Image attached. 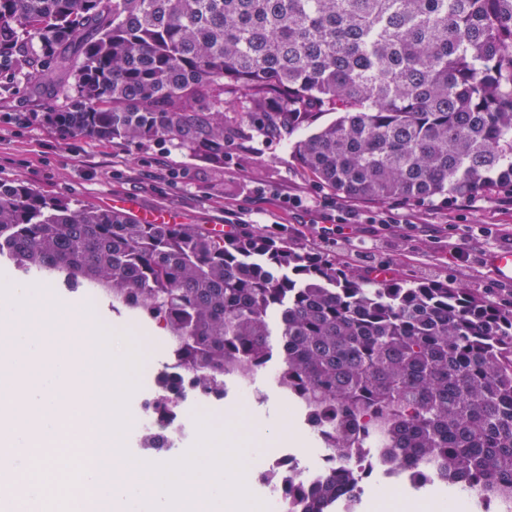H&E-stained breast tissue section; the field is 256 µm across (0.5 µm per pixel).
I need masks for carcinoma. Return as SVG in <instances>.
<instances>
[{
    "label": "carcinoma",
    "mask_w": 512,
    "mask_h": 512,
    "mask_svg": "<svg viewBox=\"0 0 512 512\" xmlns=\"http://www.w3.org/2000/svg\"><path fill=\"white\" fill-rule=\"evenodd\" d=\"M2 71L62 81L41 118L84 139L165 140L222 164L232 95L284 137L336 113L293 154L346 199L512 188V0H0ZM0 256L154 323L205 391L224 364L276 354V382L340 426L386 417L391 468L420 457L468 492L512 490V308L489 296L23 182L0 181ZM361 491L332 475L309 512Z\"/></svg>",
    "instance_id": "carcinoma-1"
}]
</instances>
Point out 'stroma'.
<instances>
[{
  "label": "stroma",
  "instance_id": "stroma-1",
  "mask_svg": "<svg viewBox=\"0 0 512 512\" xmlns=\"http://www.w3.org/2000/svg\"><path fill=\"white\" fill-rule=\"evenodd\" d=\"M56 89L0 78V180L20 179L45 195L132 212H162L177 223L206 227L228 222L240 229L281 231L299 246L328 254L358 271L360 253L373 249L388 276L435 279L459 288L490 292L512 301V282L499 280L490 255L505 247L500 225L512 227V192L472 199L383 206L347 201L316 183L293 155L291 141L266 137L246 119L240 100L224 105L233 131L223 164L181 151L168 141H61L55 126L37 120L54 103ZM295 197L299 207L286 208ZM351 206L358 221L343 227L349 242L329 246L316 228ZM259 406L216 405L205 415L215 423L244 418L274 430L283 420L276 385Z\"/></svg>",
  "mask_w": 512,
  "mask_h": 512
}]
</instances>
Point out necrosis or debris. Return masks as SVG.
<instances>
[{
    "label": "necrosis or debris",
    "instance_id": "necrosis-or-debris-1",
    "mask_svg": "<svg viewBox=\"0 0 512 512\" xmlns=\"http://www.w3.org/2000/svg\"><path fill=\"white\" fill-rule=\"evenodd\" d=\"M166 358L165 370L171 378L169 386L155 385L138 413L140 430L155 431L157 447L171 449L193 444L195 411L202 405L222 400L230 403L244 400L260 405L266 400L267 368L227 364L223 391L206 393L196 387L191 373L178 365L174 350H167ZM290 420L292 426L304 427L313 436L318 456L310 466L297 453L285 448L253 470L251 481L267 490L263 500L268 512H304L301 494L314 492L326 477L350 466L355 467L361 479L380 477L398 490L412 481L440 477L437 469L422 463L413 464L401 476L390 473L384 456V420L371 423L368 430L358 431L347 448L338 447L328 414L320 405L306 400L294 401Z\"/></svg>",
    "mask_w": 512,
    "mask_h": 512
}]
</instances>
